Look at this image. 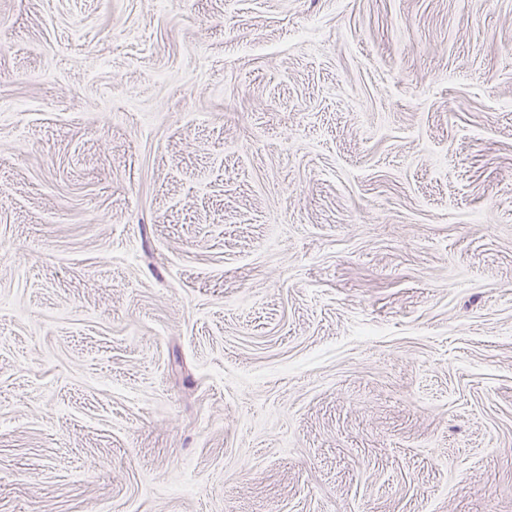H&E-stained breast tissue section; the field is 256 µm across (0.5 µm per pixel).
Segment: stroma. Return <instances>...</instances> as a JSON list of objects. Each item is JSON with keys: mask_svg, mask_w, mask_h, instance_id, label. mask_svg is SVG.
<instances>
[{"mask_svg": "<svg viewBox=\"0 0 512 512\" xmlns=\"http://www.w3.org/2000/svg\"><path fill=\"white\" fill-rule=\"evenodd\" d=\"M0 512H512V0H0Z\"/></svg>", "mask_w": 512, "mask_h": 512, "instance_id": "1", "label": "stroma"}]
</instances>
